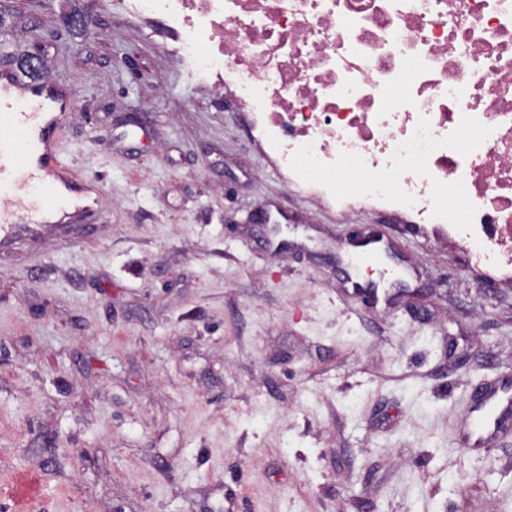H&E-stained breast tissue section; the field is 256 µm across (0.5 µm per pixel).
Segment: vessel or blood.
<instances>
[{"instance_id": "b4317fda", "label": "vessel or blood", "mask_w": 512, "mask_h": 512, "mask_svg": "<svg viewBox=\"0 0 512 512\" xmlns=\"http://www.w3.org/2000/svg\"><path fill=\"white\" fill-rule=\"evenodd\" d=\"M51 85L33 68L0 73V246L31 232L39 214L69 208L58 183L69 174V164L51 132L63 123L65 113L49 114L35 92ZM40 183L44 193L39 204L23 209L16 192L22 181ZM512 429V385L482 394L479 413L463 433L475 449L488 448L499 433Z\"/></svg>"}]
</instances>
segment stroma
<instances>
[{"label": "stroma", "mask_w": 512, "mask_h": 512, "mask_svg": "<svg viewBox=\"0 0 512 512\" xmlns=\"http://www.w3.org/2000/svg\"><path fill=\"white\" fill-rule=\"evenodd\" d=\"M113 2L0 0L101 191L90 225L0 250V512H512V435L457 434L512 377V278L288 185Z\"/></svg>", "instance_id": "obj_1"}]
</instances>
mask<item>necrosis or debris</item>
<instances>
[{"mask_svg": "<svg viewBox=\"0 0 512 512\" xmlns=\"http://www.w3.org/2000/svg\"><path fill=\"white\" fill-rule=\"evenodd\" d=\"M175 35L321 204L451 226L512 267V0H115Z\"/></svg>", "mask_w": 512, "mask_h": 512, "instance_id": "4bbe7bcc", "label": "necrosis or debris"}]
</instances>
